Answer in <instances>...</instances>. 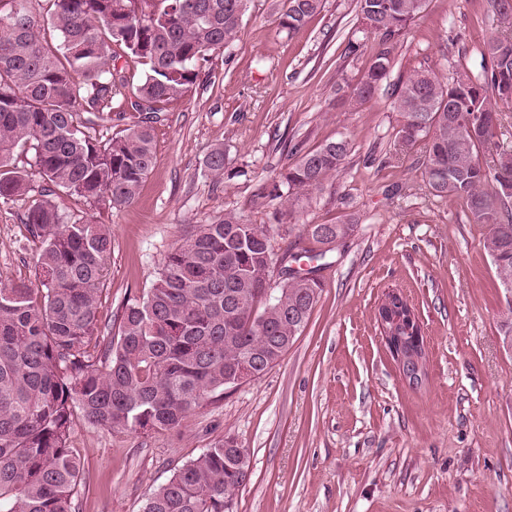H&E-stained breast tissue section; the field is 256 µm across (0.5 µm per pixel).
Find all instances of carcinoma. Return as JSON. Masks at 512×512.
<instances>
[{"label": "carcinoma", "mask_w": 512, "mask_h": 512, "mask_svg": "<svg viewBox=\"0 0 512 512\" xmlns=\"http://www.w3.org/2000/svg\"><path fill=\"white\" fill-rule=\"evenodd\" d=\"M0 0V201L37 193L25 209L28 237L40 243L31 283H0V512H76L80 464L71 448L75 412L90 424L138 433L177 431L212 398L276 365L308 323L323 290L312 276L270 282L274 225L234 211L195 224L168 253L152 287L127 300L118 334L98 317L109 224L68 220L55 199L76 196L97 207L132 203L155 162L154 130L165 106L192 91L211 54L238 38L248 0H48L41 30L30 4ZM497 32L474 54L476 69L452 66L440 77L416 70L393 91L401 113L399 145L424 143L423 182L430 193L465 203L487 227L483 246L512 295V153L499 150L503 116L512 112V0H488ZM322 0H283L279 26L300 29ZM429 0H357L364 39L376 40L363 79L346 94L357 109L374 98L396 50ZM142 70L128 96L124 60ZM138 121L118 137L101 129L125 112ZM33 151L40 183L11 166ZM351 152L343 137L291 152L267 197L288 214L334 178ZM224 180V149L205 159ZM338 224H309L323 257L350 237ZM247 449L226 435L174 469L142 512H233L249 477Z\"/></svg>", "instance_id": "1"}]
</instances>
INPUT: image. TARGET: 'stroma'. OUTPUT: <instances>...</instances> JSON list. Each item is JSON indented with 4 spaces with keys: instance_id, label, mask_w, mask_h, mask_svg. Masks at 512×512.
Wrapping results in <instances>:
<instances>
[{
    "instance_id": "1",
    "label": "stroma",
    "mask_w": 512,
    "mask_h": 512,
    "mask_svg": "<svg viewBox=\"0 0 512 512\" xmlns=\"http://www.w3.org/2000/svg\"><path fill=\"white\" fill-rule=\"evenodd\" d=\"M280 7L252 0L238 40L167 105L155 126V166L132 204L108 210L66 198L61 206L112 226L106 322L146 293L190 225L228 210L280 223L272 284L291 252L323 291L275 366L203 406L180 431H112L76 418L79 512H142L174 468L228 434L251 459L234 512H512V348L503 344L512 305L483 247L486 229L468 221L462 202L429 193L422 148L381 163L399 149L393 83L417 68L473 67L458 50L490 34L486 0H430L387 82L356 110L336 93L369 65V54H344L360 25L356 0H323L292 33L278 25ZM339 136L352 144L340 172L293 218L277 219L279 204L266 193L290 143L311 150ZM216 147L233 173L220 184L205 168ZM26 207L0 203L6 282L34 276L40 245L23 238ZM348 212L359 218L354 234L317 258L304 225L335 224ZM391 289L414 305L423 328L428 376L419 386L403 378L374 320Z\"/></svg>"
}]
</instances>
